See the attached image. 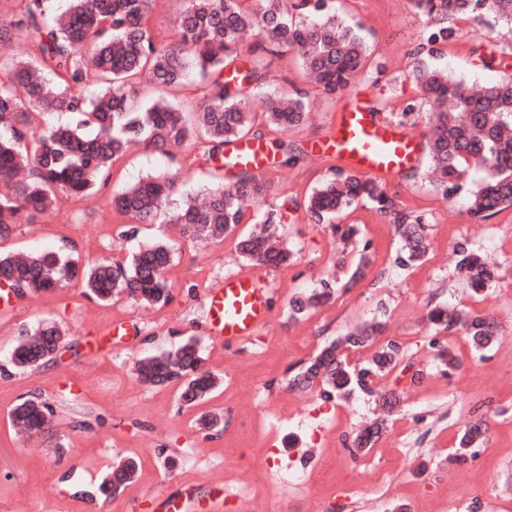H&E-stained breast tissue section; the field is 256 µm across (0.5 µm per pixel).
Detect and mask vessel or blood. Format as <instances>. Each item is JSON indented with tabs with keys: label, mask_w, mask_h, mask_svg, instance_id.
Segmentation results:
<instances>
[{
	"label": "vessel or blood",
	"mask_w": 512,
	"mask_h": 512,
	"mask_svg": "<svg viewBox=\"0 0 512 512\" xmlns=\"http://www.w3.org/2000/svg\"><path fill=\"white\" fill-rule=\"evenodd\" d=\"M315 156L337 155L344 166L366 176L390 180L420 161V144L400 126L376 119L370 108L356 106L336 115L329 136L316 146ZM228 161L259 172L268 169L266 150L255 140L229 147ZM269 288L250 273L226 277L209 296L208 318L213 336L227 344L246 340L265 326L270 317ZM160 512H222L224 492L214 489L199 496L183 486L168 493Z\"/></svg>",
	"instance_id": "b4317fda"
}]
</instances>
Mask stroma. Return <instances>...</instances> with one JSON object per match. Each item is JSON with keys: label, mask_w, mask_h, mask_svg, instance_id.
Here are the masks:
<instances>
[{"label": "stroma", "mask_w": 512, "mask_h": 512, "mask_svg": "<svg viewBox=\"0 0 512 512\" xmlns=\"http://www.w3.org/2000/svg\"><path fill=\"white\" fill-rule=\"evenodd\" d=\"M339 21L356 24L379 66L342 95L324 97L308 83L295 54L264 57L270 88L301 91L311 103L306 123L285 140L298 159L282 165L270 153L269 205L294 199L278 233L295 254L294 263L273 269L244 262L232 241L189 244L177 227L145 224L137 237H122L124 219L112 210L113 193L150 174L176 175L182 192L194 193L213 182L203 139L180 148L175 157L133 149L118 159L96 190L83 197L61 196L52 213L18 226L7 250L70 251L81 263L125 259L138 245L156 238L176 242L165 278L171 289L164 306L145 307L126 295L108 303L84 297L79 284L0 306V512H140L187 484L197 494L224 487V512H318L347 487L364 492L365 512H512V210L484 222L470 217L462 198L447 199L427 177L426 168L387 181L401 208L427 211V260L401 269L394 263L398 239L388 219L370 205L342 214L359 225L374 262L364 279L303 318L288 315L289 301L320 281L344 276L336 260L342 245L328 225L313 223L302 203L325 177L336 156L315 158L314 141L326 137L334 116L355 102L375 107L390 122L408 112L406 124L417 137L428 131L412 77L416 62L447 69L464 87L512 78V27L487 16L450 20L456 35L445 43L413 50L423 22L410 0H335ZM461 242L480 248L499 263L500 278L479 297H471L451 255ZM250 272L272 293L268 325L249 340L227 345L211 335L207 297L226 276ZM389 313L387 334L401 343L419 384L406 388L388 424L399 432L394 446L375 443L356 457L351 440L381 409L374 398L358 395L325 402L315 392L292 390L288 379L326 342L348 328L372 321L378 303ZM459 306L491 314L499 340L484 355L473 354L463 336L446 345L463 365L441 372L429 345L433 332L425 320L431 305ZM58 323L65 331L63 350L39 369L21 373L9 353L22 328ZM196 337L204 367L222 379L202 406H181L177 385L152 387L134 371L143 355L174 348ZM41 396L54 410L49 435L20 437L9 412L19 398ZM223 413L222 432L200 431L201 411ZM488 424L487 453L452 464L448 456L458 432L475 418ZM140 463L137 478L116 497L96 491L122 457ZM309 466L310 480L290 482L288 468Z\"/></svg>", "instance_id": "obj_1"}]
</instances>
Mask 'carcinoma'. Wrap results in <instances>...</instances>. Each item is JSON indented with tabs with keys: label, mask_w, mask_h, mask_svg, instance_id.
Segmentation results:
<instances>
[{
	"label": "carcinoma",
	"mask_w": 512,
	"mask_h": 512,
	"mask_svg": "<svg viewBox=\"0 0 512 512\" xmlns=\"http://www.w3.org/2000/svg\"><path fill=\"white\" fill-rule=\"evenodd\" d=\"M64 9L55 0H28L25 19L0 22V174L23 171L22 179L0 178V241L8 239L17 225L31 223L55 209L57 196H79L95 187L121 156L134 147L162 151L198 135L207 145L208 160L217 163L225 149L240 139L261 141L266 134L254 130L261 113L274 139L273 149H286L288 164L296 159L280 135L299 127L309 116V103L286 91L267 90L265 73L258 62L240 68L243 34L252 30L257 42L251 53L275 56L293 51L305 76L326 96L346 90L356 79L369 75L367 45L353 28L336 21L334 0H184L175 22V40L155 43L148 15L152 0H67ZM423 18L422 37L429 45L453 37L448 20L463 14L483 13L512 25V0H412ZM35 45L39 58L22 55L24 43ZM192 45L194 57L186 59L182 46ZM201 83V104L189 120L164 96L141 109L134 105L136 83L146 72L156 88L167 91L183 84L189 71ZM99 81L100 91L91 98L71 93L89 78ZM415 81L421 104L428 107L431 135L426 154L439 190L448 198L467 201L469 214L487 221L512 208V79L468 92L448 78L446 70L416 62ZM67 112L71 121L37 131L30 127L33 111ZM472 168L483 172L481 180H465ZM196 194L174 199L177 182L168 174L148 176L116 192L113 209L130 219L127 234L138 224L159 221L179 227L181 237L195 243L234 236V249L243 261L273 268L286 267L294 254L276 243L277 225L283 222L281 208H263L272 189L265 178L240 169L235 190H224L221 180ZM259 206L253 215L260 231L239 232L245 216L243 201ZM364 202L391 217L400 247L395 263L413 267L424 262L428 247L425 213L396 208V200L378 181L332 167L330 176L305 198L303 207L315 224H328L344 246L356 240L359 229L341 226L336 219ZM175 246L157 241L138 248L125 261L101 260L83 264L54 251L0 250V279L8 292L23 298L30 293L54 290L76 280L88 296L109 302L120 294L149 306L167 303L170 291L164 278ZM456 267L465 272L468 285L481 294L495 280L498 265L489 263L465 243L456 246ZM368 246L350 265L346 282L326 279L320 287L300 293L289 302V317L298 319L311 309L333 302L336 295L362 278L370 267ZM388 308L377 306L379 320L368 327L356 326L324 345L289 379L292 388L319 385L323 401L349 399L362 392L394 406L399 393L374 384L401 368L404 352L393 339L380 340ZM427 320L433 325L429 341L436 357L449 373L461 367L458 357L440 344L439 337L461 334L471 351L482 354L497 341L498 323L490 314H472L443 305L432 307ZM10 355L19 371L36 369L53 359L62 338L53 325L24 328ZM353 349L364 359L350 364L342 351ZM139 379L152 386L176 383L184 406H194L221 384L214 373L203 369L195 339L176 348L141 358ZM52 407L32 396L19 400L10 411L13 425L30 434L48 428ZM381 425L356 436L352 453H367ZM488 427L478 418L456 438L453 460L466 462L483 447ZM139 470L133 457L120 459L99 484V491L114 497Z\"/></svg>",
	"instance_id": "obj_1"
}]
</instances>
